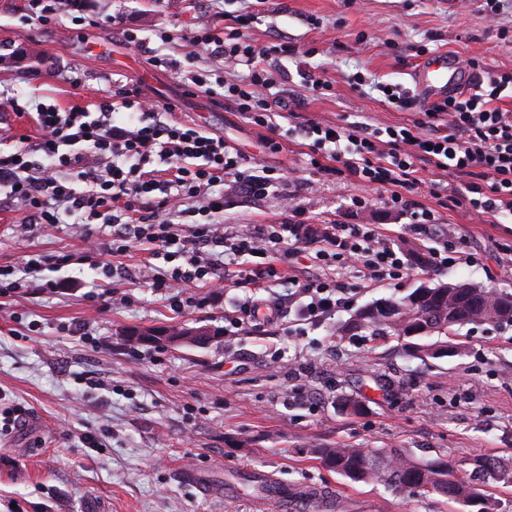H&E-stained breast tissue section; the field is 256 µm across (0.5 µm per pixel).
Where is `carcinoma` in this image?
I'll return each instance as SVG.
<instances>
[{
    "mask_svg": "<svg viewBox=\"0 0 512 512\" xmlns=\"http://www.w3.org/2000/svg\"><path fill=\"white\" fill-rule=\"evenodd\" d=\"M512 293L466 283L448 297L438 285L415 289L399 299H379L358 310L337 328L344 334L361 331L372 337H396L406 341L408 352L421 360L448 355V332L456 327L483 322L512 321L499 312V304ZM423 335H413L421 327ZM315 453L330 469L354 483H374L395 493L438 495L476 512H512L502 507L488 488L512 484V461L503 457H478L471 469L441 459L422 461L401 449L364 450L339 446L317 448Z\"/></svg>",
    "mask_w": 512,
    "mask_h": 512,
    "instance_id": "obj_1",
    "label": "carcinoma"
}]
</instances>
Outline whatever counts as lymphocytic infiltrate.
Returning a JSON list of instances; mask_svg holds the SVG:
<instances>
[{
    "label": "lymphocytic infiltrate",
    "mask_w": 512,
    "mask_h": 512,
    "mask_svg": "<svg viewBox=\"0 0 512 512\" xmlns=\"http://www.w3.org/2000/svg\"><path fill=\"white\" fill-rule=\"evenodd\" d=\"M253 19L250 13L234 16L226 29L203 20L184 34L190 46L213 50L247 69L235 80L193 70L189 80L193 90L224 98L252 123L273 131L277 112L268 101L274 83L269 62L291 58L297 48L284 39L255 43L249 34ZM508 89L512 72L490 76L473 93L445 97L409 124L309 123L301 134L309 142L310 165L323 175L341 169L379 185L402 208L406 192L421 185V173L431 165L461 177L459 203L494 218L511 215L512 112L495 105ZM173 109L136 87L118 91L115 101L98 104L93 112L37 106L32 118L41 131L38 140L0 149V200L52 227L60 225L62 214L80 216L72 230L83 248L38 254L20 268L0 265L1 297L20 290L57 292L60 284L48 278V270L73 264L95 268L101 255L124 257L136 250L145 255L140 280L173 311L205 306L206 298L193 296V289L222 287L225 271L237 266L248 271L253 285L288 281L289 300L299 303L303 319L316 320L350 301L336 270L354 269L369 286L407 275L403 253L376 224H323L311 232L299 224H257L225 232L215 222L224 199L213 195V187L230 176L236 185L260 194L275 183V172L259 163L246 167L245 156L223 137L191 123L159 119V111ZM120 110L125 117L118 121L114 114ZM445 116L451 133L430 134ZM170 213L177 222L167 221ZM97 220L111 228L110 238L94 234ZM408 230L432 241L433 270L457 263L454 237L430 218ZM298 254L321 268V275L303 281L287 275L281 262Z\"/></svg>",
    "instance_id": "lymphocytic-infiltrate-1"
}]
</instances>
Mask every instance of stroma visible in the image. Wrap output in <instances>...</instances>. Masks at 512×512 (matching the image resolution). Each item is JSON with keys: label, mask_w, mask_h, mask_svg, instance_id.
<instances>
[{"label": "stroma", "mask_w": 512, "mask_h": 512, "mask_svg": "<svg viewBox=\"0 0 512 512\" xmlns=\"http://www.w3.org/2000/svg\"><path fill=\"white\" fill-rule=\"evenodd\" d=\"M85 20L72 21L61 6L51 23L32 20L27 0H0V43L19 59L0 62V101L26 108L55 102L62 108L111 100L123 85L140 84L146 97L176 106L174 119L223 135L248 156H264L280 175L267 194L225 191V231L256 224H380L396 248L410 252L405 226L411 211L426 209L459 237L472 264L443 272L413 267L397 284L364 287L353 270L343 279L354 294L348 307L295 335L294 314L281 312L246 334L223 335L225 314L251 296L276 302L281 283L241 287L231 272L228 288L208 289L203 309L173 312L136 279L139 254L125 258L128 277L108 301H90L102 270L73 264L61 272L55 294L0 299V401L19 405V426L0 436V512H257L252 492L236 497L201 492L183 473L194 469L223 487L233 470L273 472L284 485L324 487L339 512H461L438 496L396 494L383 486L352 483L318 458L320 448H404L415 457L453 462L483 455L512 457V323H477L448 337L452 355L426 361L408 355L401 340L340 336L339 323L360 307L399 298L421 285L467 279L512 292V216L489 215L457 202L460 179L426 168L432 189L410 193L412 210L393 207L383 188L339 173L312 170L303 138L271 144V134L222 98L184 83L190 47L162 44L159 29L186 30L201 18L250 10V36L267 42L288 37L296 58L283 62L276 80L289 127L315 121L386 125L411 122L418 110L388 104L381 85L415 91L412 72L445 52L475 60L477 77L512 72V0L490 16L485 0H84ZM143 42L125 44L128 31ZM175 59L152 67L151 53ZM194 56V55H191ZM198 68L229 79L243 66L202 52ZM313 73L329 88L314 91ZM364 85H356V77ZM294 198L301 213L286 211ZM26 214L0 209V265L23 266L29 256L79 248L69 227L34 226L26 237L13 225ZM37 331H29V323ZM209 326L219 337L196 347L134 344L133 329ZM351 398L361 413L343 411ZM94 435L98 447L83 443Z\"/></svg>", "instance_id": "stroma-1"}]
</instances>
